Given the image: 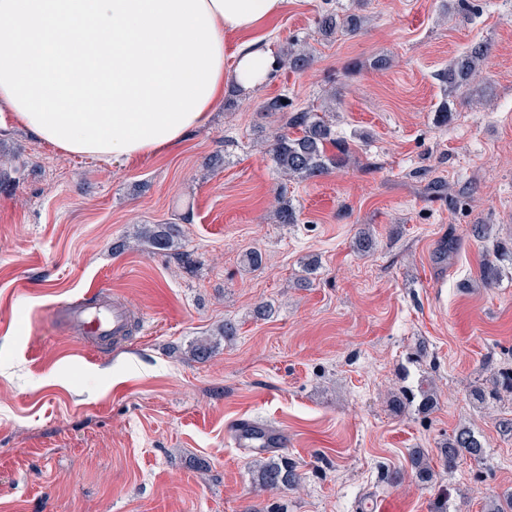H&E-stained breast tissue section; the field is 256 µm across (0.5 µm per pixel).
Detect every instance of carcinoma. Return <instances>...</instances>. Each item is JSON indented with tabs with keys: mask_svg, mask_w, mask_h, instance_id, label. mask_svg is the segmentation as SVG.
Here are the masks:
<instances>
[{
	"mask_svg": "<svg viewBox=\"0 0 512 512\" xmlns=\"http://www.w3.org/2000/svg\"><path fill=\"white\" fill-rule=\"evenodd\" d=\"M359 27L360 22L352 16L340 19L334 14H325L319 20V28L326 36L343 30L355 33ZM487 57V46H474L444 71L441 78L450 85L463 82L471 77ZM310 63L309 51H288V68L303 71ZM264 111L280 122L279 131L269 141L266 153L284 176L298 180L318 178L343 164L349 156V143L336 137L332 124L325 117L311 110L294 109L292 103L287 101V96L281 95L267 101ZM274 215L280 224L297 222L296 208L285 199L279 202ZM183 238L184 230L180 224H145L137 233L136 242L138 246L152 251H172L181 247ZM499 262L497 253L486 260L481 272L484 287L492 286L499 278ZM501 391L512 393V369L497 372L492 380L491 392L477 387L473 390L472 397L482 404L487 395L494 396ZM484 448V443L471 430L461 428L441 448L442 465L451 473L468 457L475 461L483 459ZM256 480L266 489H290L299 484L301 474L288 458L270 457L259 461Z\"/></svg>",
	"mask_w": 512,
	"mask_h": 512,
	"instance_id": "obj_1",
	"label": "carcinoma"
}]
</instances>
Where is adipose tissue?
<instances>
[{
	"instance_id": "adipose-tissue-1",
	"label": "adipose tissue",
	"mask_w": 512,
	"mask_h": 512,
	"mask_svg": "<svg viewBox=\"0 0 512 512\" xmlns=\"http://www.w3.org/2000/svg\"><path fill=\"white\" fill-rule=\"evenodd\" d=\"M286 0H0V112L66 156L127 162L207 126L226 87L272 72L265 44L224 37Z\"/></svg>"
}]
</instances>
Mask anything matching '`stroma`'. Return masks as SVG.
Here are the masks:
<instances>
[{"instance_id":"1","label":"stroma","mask_w":512,"mask_h":512,"mask_svg":"<svg viewBox=\"0 0 512 512\" xmlns=\"http://www.w3.org/2000/svg\"><path fill=\"white\" fill-rule=\"evenodd\" d=\"M327 12L362 27L324 37ZM257 35L276 55L307 46L311 67L225 93L161 155L65 156L0 117V512H433L443 496L485 512L512 496V397H471L512 367V263L481 283L485 255L512 247V0H288ZM478 44L484 72L443 83ZM282 94L330 109L346 164L281 176L262 107ZM281 197L298 223L271 220ZM165 222L183 226V255L132 247ZM94 289L140 319L99 353L53 314ZM199 339L209 360L191 355ZM250 420L287 435L275 454L298 489L257 484L256 449L232 437ZM462 427L487 448L450 472L440 446Z\"/></svg>"}]
</instances>
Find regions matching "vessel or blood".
<instances>
[{
	"instance_id": "vessel-or-blood-1",
	"label": "vessel or blood",
	"mask_w": 512,
	"mask_h": 512,
	"mask_svg": "<svg viewBox=\"0 0 512 512\" xmlns=\"http://www.w3.org/2000/svg\"><path fill=\"white\" fill-rule=\"evenodd\" d=\"M57 314L95 349L125 341L131 327L128 306L104 297L92 305L79 301L69 303L58 308ZM233 436L245 448H275L283 442L279 431L256 421L239 424Z\"/></svg>"
}]
</instances>
